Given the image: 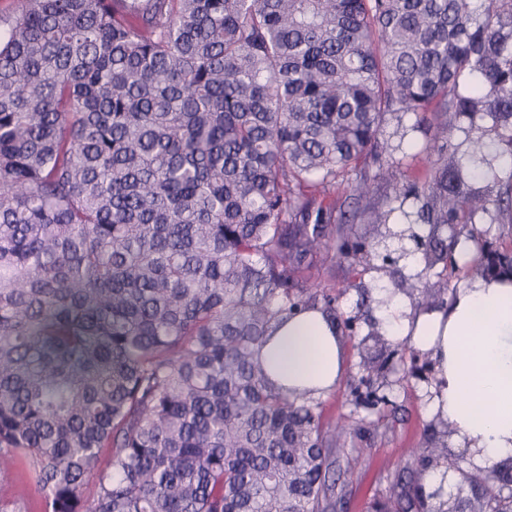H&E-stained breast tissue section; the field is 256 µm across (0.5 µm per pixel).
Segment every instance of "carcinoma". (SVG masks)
I'll list each match as a JSON object with an SVG mask.
<instances>
[{"label":"carcinoma","instance_id":"obj_1","mask_svg":"<svg viewBox=\"0 0 512 512\" xmlns=\"http://www.w3.org/2000/svg\"><path fill=\"white\" fill-rule=\"evenodd\" d=\"M426 166L347 212L415 134ZM465 135L448 152V129ZM512 0H16L0 27V478L43 512H334L339 424L262 352L336 296L320 256L393 267L440 305L449 224H512ZM376 225L371 238L351 224ZM465 276L512 281V245ZM357 317L341 323L354 332ZM359 344L357 407L390 404L392 343ZM102 448L108 470L96 473ZM377 512H427L420 476ZM512 512V462L480 477ZM95 491L86 495L89 483Z\"/></svg>","mask_w":512,"mask_h":512}]
</instances>
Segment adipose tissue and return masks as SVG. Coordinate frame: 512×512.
<instances>
[{
    "label": "adipose tissue",
    "instance_id": "adipose-tissue-1",
    "mask_svg": "<svg viewBox=\"0 0 512 512\" xmlns=\"http://www.w3.org/2000/svg\"><path fill=\"white\" fill-rule=\"evenodd\" d=\"M388 337L407 340L435 363L432 407L455 430L473 466L512 457V284L465 280L449 305L414 309L393 298L376 312ZM289 386L332 391L345 369L336 327L319 311L292 316L266 353ZM491 403L472 408V396Z\"/></svg>",
    "mask_w": 512,
    "mask_h": 512
}]
</instances>
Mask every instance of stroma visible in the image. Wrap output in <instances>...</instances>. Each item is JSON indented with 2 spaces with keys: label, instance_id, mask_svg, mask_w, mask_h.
<instances>
[{
  "label": "stroma",
  "instance_id": "stroma-1",
  "mask_svg": "<svg viewBox=\"0 0 512 512\" xmlns=\"http://www.w3.org/2000/svg\"><path fill=\"white\" fill-rule=\"evenodd\" d=\"M308 277L335 294L339 318L355 313L358 295L352 287L355 275L348 264L328 252L309 270ZM357 345L356 338H345L347 366L336 388L321 398L325 419L346 425L338 440L339 448L360 456L354 470L336 473L343 490L336 512H372L374 503L385 501L393 480L403 470L415 467L416 448L424 446L439 423L430 408L432 374L407 355L393 361L390 406L377 414L354 408L349 383L358 372Z\"/></svg>",
  "mask_w": 512,
  "mask_h": 512
}]
</instances>
